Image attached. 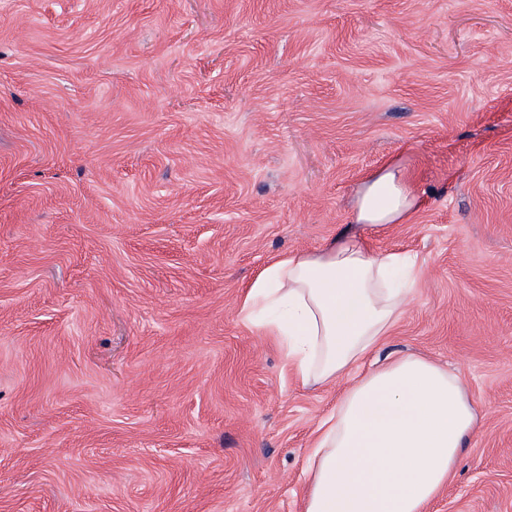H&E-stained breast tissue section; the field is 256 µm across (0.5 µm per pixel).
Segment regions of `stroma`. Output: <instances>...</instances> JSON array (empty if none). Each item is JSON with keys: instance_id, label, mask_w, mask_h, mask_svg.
I'll use <instances>...</instances> for the list:
<instances>
[{"instance_id": "35a3bbf8", "label": "stroma", "mask_w": 512, "mask_h": 512, "mask_svg": "<svg viewBox=\"0 0 512 512\" xmlns=\"http://www.w3.org/2000/svg\"><path fill=\"white\" fill-rule=\"evenodd\" d=\"M390 161L386 350L480 418L429 512H512V0H0V512H301L345 384L239 303Z\"/></svg>"}]
</instances>
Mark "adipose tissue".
I'll list each match as a JSON object with an SVG mask.
<instances>
[{"instance_id": "ef3b65f1", "label": "adipose tissue", "mask_w": 512, "mask_h": 512, "mask_svg": "<svg viewBox=\"0 0 512 512\" xmlns=\"http://www.w3.org/2000/svg\"><path fill=\"white\" fill-rule=\"evenodd\" d=\"M417 201L403 168L384 165L358 185L351 226L317 251L266 265L241 301V320L278 342L301 385L349 381L316 428L302 512H428L478 431L457 372L413 354L377 355L424 264L373 250L370 239L404 223Z\"/></svg>"}]
</instances>
